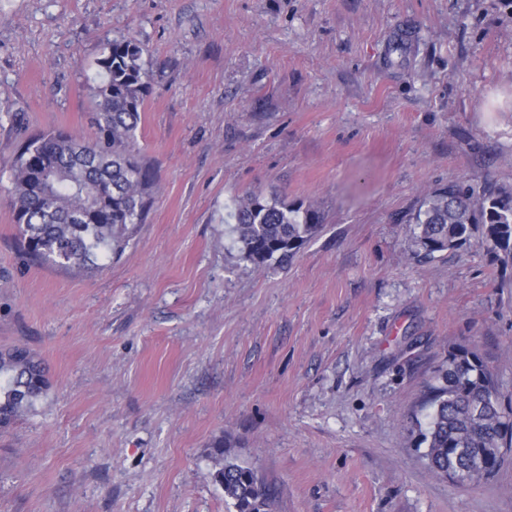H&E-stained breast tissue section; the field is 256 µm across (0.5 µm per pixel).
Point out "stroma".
<instances>
[{"instance_id":"obj_1","label":"stroma","mask_w":512,"mask_h":512,"mask_svg":"<svg viewBox=\"0 0 512 512\" xmlns=\"http://www.w3.org/2000/svg\"><path fill=\"white\" fill-rule=\"evenodd\" d=\"M117 38L144 49L152 210L103 269L32 261L10 161L93 137ZM457 181L512 188V0H0V347L50 380L0 432V512H236L219 438L270 512H512V463L461 488L415 446L454 347L512 404V266L474 241L413 256ZM251 191L321 212L288 265L233 246ZM224 439L212 444L214 458L223 461L212 474L213 480L224 488V494L234 502L238 512H267L271 500V487L250 466L231 457Z\"/></svg>"}]
</instances>
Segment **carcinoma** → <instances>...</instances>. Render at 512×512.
Listing matches in <instances>:
<instances>
[{"instance_id": "carcinoma-1", "label": "carcinoma", "mask_w": 512, "mask_h": 512, "mask_svg": "<svg viewBox=\"0 0 512 512\" xmlns=\"http://www.w3.org/2000/svg\"><path fill=\"white\" fill-rule=\"evenodd\" d=\"M143 48L132 39L107 42L98 61L103 80L94 87L95 134L81 139L62 129L27 136L14 154L12 209L23 247L33 259L72 271L92 269L128 245L152 206L154 176L139 158L147 72ZM99 201L92 216L87 206ZM231 234L240 259L262 267L289 263L323 228L320 212L248 192L234 202ZM419 260L477 239L493 260L512 264V189L488 186L475 193L459 182L432 192L412 217ZM47 370L24 346L0 349V430L9 429L48 388ZM425 426L418 445L430 471L460 474L464 487L484 478L496 449L512 448V416L504 415L492 372L477 351L459 346L425 386ZM224 438L212 444L223 461L212 473L237 512H267L271 487L250 466L229 455Z\"/></svg>"}]
</instances>
